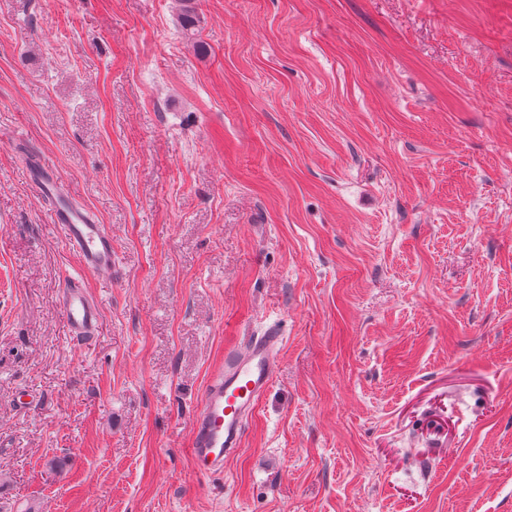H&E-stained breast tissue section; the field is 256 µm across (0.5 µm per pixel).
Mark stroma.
I'll list each match as a JSON object with an SVG mask.
<instances>
[{"label":"stroma","mask_w":512,"mask_h":512,"mask_svg":"<svg viewBox=\"0 0 512 512\" xmlns=\"http://www.w3.org/2000/svg\"><path fill=\"white\" fill-rule=\"evenodd\" d=\"M194 7L0 0V512H512V0ZM33 153L112 235L86 346ZM274 323L196 476L208 376ZM58 310L73 341L90 344L97 339L102 308L90 294L81 272L65 271L61 275ZM282 336L268 326L242 347H233L204 386L190 422L189 451L198 476L222 473L237 453L245 427L279 369Z\"/></svg>","instance_id":"1"}]
</instances>
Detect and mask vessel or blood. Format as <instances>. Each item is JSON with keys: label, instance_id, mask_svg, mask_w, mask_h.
Wrapping results in <instances>:
<instances>
[{"label": "vessel or blood", "instance_id": "b4317fda", "mask_svg": "<svg viewBox=\"0 0 512 512\" xmlns=\"http://www.w3.org/2000/svg\"><path fill=\"white\" fill-rule=\"evenodd\" d=\"M28 184L50 204L51 217L69 250L76 253L83 272H63L58 310L70 338L80 344L97 339L102 308L90 294L84 271L112 272V235L85 207L64 191L57 171L41 160L26 168ZM282 336L268 326L247 344L229 349L224 362L204 386L190 422L189 451L194 471L204 476L223 472L224 461L241 447L245 427L279 369Z\"/></svg>", "mask_w": 512, "mask_h": 512}]
</instances>
